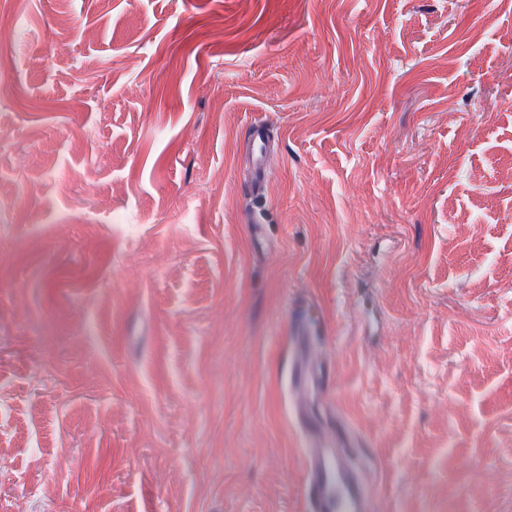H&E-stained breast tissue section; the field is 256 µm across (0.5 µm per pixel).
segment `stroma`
Returning <instances> with one entry per match:
<instances>
[{
    "mask_svg": "<svg viewBox=\"0 0 512 512\" xmlns=\"http://www.w3.org/2000/svg\"><path fill=\"white\" fill-rule=\"evenodd\" d=\"M8 6L0 512H512V0ZM245 144L251 178L249 188L252 192H258L262 186L270 179L269 166V135L265 123L255 122L248 129ZM309 313L308 310L295 309L293 311L292 320V336H294L293 351L297 356L298 361L307 356L308 349L306 348L305 336L308 333ZM306 486L310 512H367L355 476L330 451L312 448L307 453Z\"/></svg>",
    "mask_w": 512,
    "mask_h": 512,
    "instance_id": "35a3bbf8",
    "label": "stroma"
}]
</instances>
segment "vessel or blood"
Listing matches in <instances>:
<instances>
[{"mask_svg":"<svg viewBox=\"0 0 512 512\" xmlns=\"http://www.w3.org/2000/svg\"><path fill=\"white\" fill-rule=\"evenodd\" d=\"M245 144L251 178L249 188L259 191L270 179L269 135L265 123L257 122L248 129ZM309 313L295 309L292 320L293 351L297 358L306 357ZM306 486L309 512H367L366 497L355 476L343 468L329 451L311 449L307 454Z\"/></svg>","mask_w":512,"mask_h":512,"instance_id":"1","label":"vessel or blood"}]
</instances>
